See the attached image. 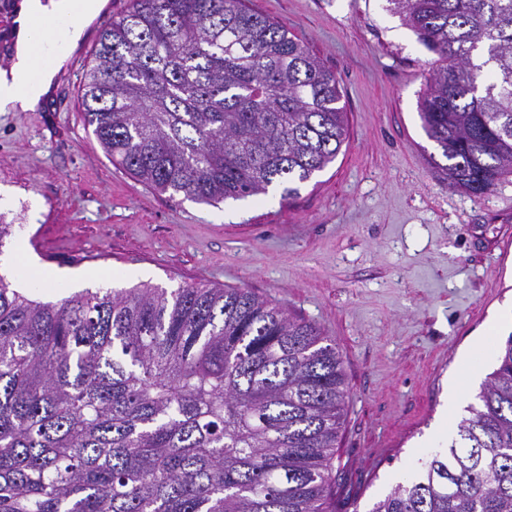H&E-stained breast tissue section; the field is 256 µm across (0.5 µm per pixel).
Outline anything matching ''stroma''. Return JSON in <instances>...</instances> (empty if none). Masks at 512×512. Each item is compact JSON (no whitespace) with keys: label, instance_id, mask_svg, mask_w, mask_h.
<instances>
[{"label":"stroma","instance_id":"stroma-1","mask_svg":"<svg viewBox=\"0 0 512 512\" xmlns=\"http://www.w3.org/2000/svg\"><path fill=\"white\" fill-rule=\"evenodd\" d=\"M333 72L349 114L336 160L284 205L216 206L155 192L105 154L61 69L46 106L0 113V256L96 289L246 288L315 323L349 398L331 478L368 512L419 458L445 448L512 334V175L477 199L451 187L419 101L439 57L386 0H247Z\"/></svg>","mask_w":512,"mask_h":512}]
</instances>
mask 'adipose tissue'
I'll return each mask as SVG.
<instances>
[{"instance_id":"obj_1","label":"adipose tissue","mask_w":512,"mask_h":512,"mask_svg":"<svg viewBox=\"0 0 512 512\" xmlns=\"http://www.w3.org/2000/svg\"><path fill=\"white\" fill-rule=\"evenodd\" d=\"M104 5L105 0H20L15 7L14 56L9 68L0 69V112L42 109L56 75ZM48 17L76 21L62 47L51 46L35 25Z\"/></svg>"}]
</instances>
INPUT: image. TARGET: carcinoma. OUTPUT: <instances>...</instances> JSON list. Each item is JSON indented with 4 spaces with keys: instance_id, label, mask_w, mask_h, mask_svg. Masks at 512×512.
I'll use <instances>...</instances> for the list:
<instances>
[{
    "instance_id": "carcinoma-1",
    "label": "carcinoma",
    "mask_w": 512,
    "mask_h": 512,
    "mask_svg": "<svg viewBox=\"0 0 512 512\" xmlns=\"http://www.w3.org/2000/svg\"><path fill=\"white\" fill-rule=\"evenodd\" d=\"M446 66L419 114L449 185L512 174V0H387ZM336 75L245 0H134L101 32L84 122L159 193L217 205L336 160ZM336 345L246 288L27 298L0 276V512H341ZM448 447L368 512H512V334Z\"/></svg>"
}]
</instances>
